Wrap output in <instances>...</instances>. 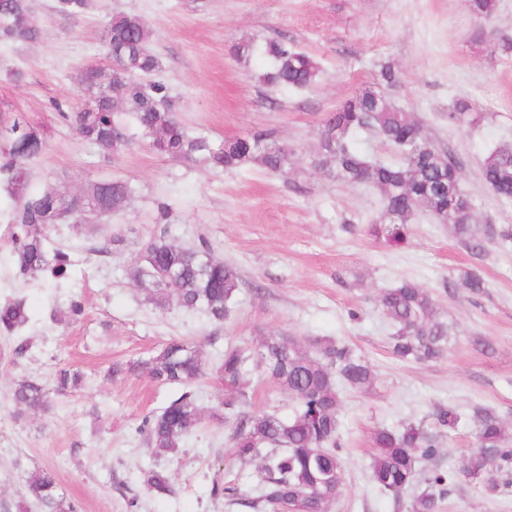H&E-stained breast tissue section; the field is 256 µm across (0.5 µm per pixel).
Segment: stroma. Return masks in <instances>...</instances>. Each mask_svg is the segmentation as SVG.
<instances>
[{
  "mask_svg": "<svg viewBox=\"0 0 512 512\" xmlns=\"http://www.w3.org/2000/svg\"><path fill=\"white\" fill-rule=\"evenodd\" d=\"M42 36L30 45L0 44V100L27 112L47 148L30 166L32 187L51 183L79 192L92 181L120 177L136 194L111 223L94 222L91 238L68 225L52 232L53 245L75 264L56 285L14 280L9 223L0 213V302L21 295L30 320L22 335L29 352L14 357L16 337L0 334V512H16L24 471H53L78 512H247L210 496L213 482L232 481L256 495L252 467L233 462L229 431L210 418L224 399L215 368L227 345L250 347L267 336L299 344L328 336L352 346L376 381L367 392L342 391L344 488L330 512H398L371 484V433L428 419L441 404L469 412L494 408L512 429V202L483 182L481 161L498 145H512V52L476 43L475 28L512 38V0H498L495 15L475 23L468 0H90L81 19L57 9V0H32ZM133 12L153 29L151 49L169 87L174 110L190 132L221 141L274 130L292 160L281 172L257 165L216 171L134 145L99 158L59 119L55 103L73 101L82 65L105 60L107 14ZM283 39L313 56L320 72L306 90L269 87L259 56H234L237 44ZM400 82L391 97L439 150L464 159L461 187L477 224L496 234L477 255L447 225L418 210L409 243L395 248L368 226L382 209L366 184L326 178L311 165L323 120L355 93L373 87L382 65ZM467 98L483 119L475 127L449 124L448 108ZM167 201L166 224L156 222L157 201ZM167 233L182 247L207 241L214 258L234 266L245 282L233 311L214 327L200 311L160 310L126 271L143 244ZM112 241L108 255L91 243ZM479 272L484 293L463 286ZM403 280L427 288L440 303L456 341L433 362L403 360L390 348L391 327L378 306L380 293ZM80 298L84 315L53 323L52 309ZM173 337L200 343L210 365L194 389L205 411L179 453L159 457L140 436L141 418L173 396L145 376L109 377L112 364L146 358ZM484 338L489 348L477 346ZM82 369V389L53 394L52 408L15 416L10 393L24 378L52 385L57 370ZM251 409L288 415L292 403L260 369L247 377ZM158 467L176 492L156 496L140 483L141 470ZM137 498L136 510L127 507ZM441 512H512V491L491 498L459 480Z\"/></svg>",
  "mask_w": 512,
  "mask_h": 512,
  "instance_id": "35a3bbf8",
  "label": "stroma"
}]
</instances>
